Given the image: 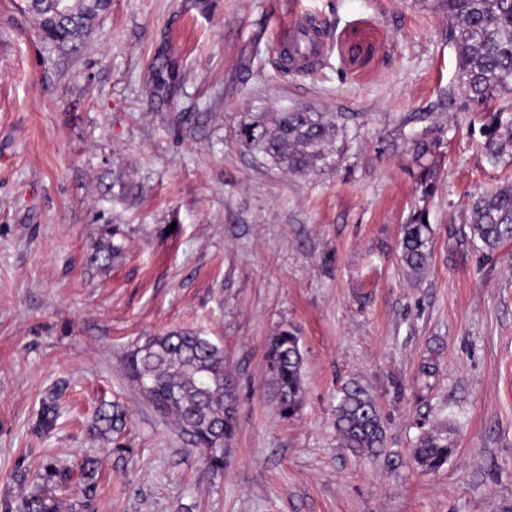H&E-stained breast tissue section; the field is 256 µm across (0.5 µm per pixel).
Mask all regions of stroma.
<instances>
[{
	"label": "stroma",
	"mask_w": 512,
	"mask_h": 512,
	"mask_svg": "<svg viewBox=\"0 0 512 512\" xmlns=\"http://www.w3.org/2000/svg\"><path fill=\"white\" fill-rule=\"evenodd\" d=\"M305 16L329 51L296 72L279 37ZM455 69L435 0H112L73 48L0 0V502L47 460L92 457L90 512H512V242L485 256L467 227L512 166L449 100ZM285 105L336 120L329 165L291 175L238 143L243 113ZM426 129L442 145L425 200L407 147ZM421 205L433 253L415 277L398 242ZM286 327L304 359L291 418L265 362ZM178 329L223 347L234 382L218 474L124 367ZM351 385L379 406V456L336 434ZM104 401L128 411L116 445L87 429ZM431 427L451 449L436 471L411 455Z\"/></svg>",
	"instance_id": "35a3bbf8"
}]
</instances>
